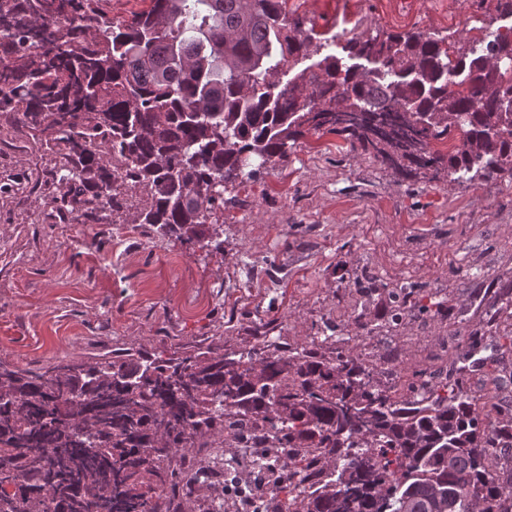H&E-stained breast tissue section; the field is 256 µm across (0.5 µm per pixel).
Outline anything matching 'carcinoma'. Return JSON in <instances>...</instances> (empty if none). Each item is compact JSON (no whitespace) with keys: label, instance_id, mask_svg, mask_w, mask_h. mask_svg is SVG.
Here are the masks:
<instances>
[{"label":"carcinoma","instance_id":"1","mask_svg":"<svg viewBox=\"0 0 512 512\" xmlns=\"http://www.w3.org/2000/svg\"><path fill=\"white\" fill-rule=\"evenodd\" d=\"M103 0H0V112L63 164L59 217L103 223L140 186L135 224L221 251L209 226L224 192L306 134L402 176L512 177V28L448 53L420 31L316 37L283 0H150L115 18ZM321 55L285 85L288 63ZM450 140L446 152L432 144ZM394 285L385 323L354 309L368 340L412 310ZM262 347L179 356L121 349L23 369L0 358V512H512V419L486 424L443 372H413L403 398L324 323L305 346L263 321ZM248 458L227 455L244 438ZM325 479L301 490L303 472Z\"/></svg>","mask_w":512,"mask_h":512}]
</instances>
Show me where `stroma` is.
I'll return each mask as SVG.
<instances>
[{
  "label": "stroma",
  "mask_w": 512,
  "mask_h": 512,
  "mask_svg": "<svg viewBox=\"0 0 512 512\" xmlns=\"http://www.w3.org/2000/svg\"><path fill=\"white\" fill-rule=\"evenodd\" d=\"M289 16L311 20L320 37L409 30L449 42L512 26L486 0H288ZM52 152L31 145L0 113V358L37 368L120 348L182 353L223 340L258 343L252 322L274 320L277 335L305 345L322 322L356 352L397 351L378 364L380 387L406 386L413 371L467 366L476 404L498 398L490 418L512 413V330L485 312L512 289V180H401L333 134L312 133L287 157L232 190L211 232L222 250L156 241L132 221L45 222L55 185H42ZM410 283L434 296L440 314L413 313L387 344L358 339L350 312L365 305L386 319L389 300L361 297L344 271ZM491 386H478V373Z\"/></svg>",
  "instance_id": "stroma-1"
}]
</instances>
